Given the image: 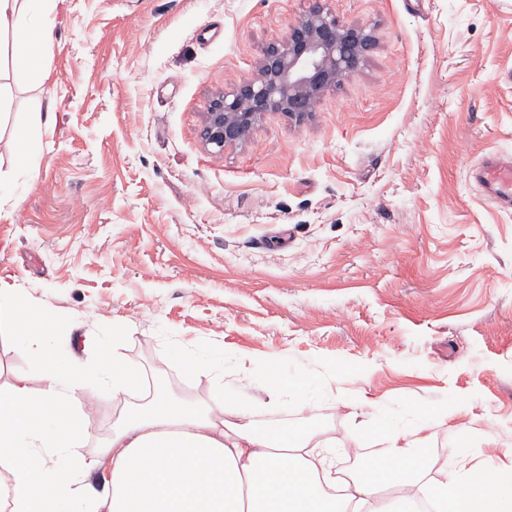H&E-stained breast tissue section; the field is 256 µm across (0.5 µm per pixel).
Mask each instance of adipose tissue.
<instances>
[{"mask_svg": "<svg viewBox=\"0 0 512 512\" xmlns=\"http://www.w3.org/2000/svg\"><path fill=\"white\" fill-rule=\"evenodd\" d=\"M57 0H0V36L14 61L40 78L51 29L41 23ZM8 329L31 367L0 384V468L7 473L10 512H403L429 494L436 512H512V467L475 466L426 483V437L433 418L421 410L414 426L382 421L364 439L384 438L381 453L362 459L358 475L337 483L325 459L308 446L315 428L259 427L224 417V405L172 400L153 380L146 400L131 403L141 383L103 337L93 357L66 359L73 325L36 304L19 288L0 287V330ZM41 389H34L33 379ZM111 387L125 404L93 463L98 485L82 483L86 463L76 453L90 434L78 394Z\"/></svg>", "mask_w": 512, "mask_h": 512, "instance_id": "obj_1", "label": "adipose tissue"}]
</instances>
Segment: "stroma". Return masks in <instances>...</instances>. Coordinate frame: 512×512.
<instances>
[{"label": "stroma", "instance_id": "35a3bbf8", "mask_svg": "<svg viewBox=\"0 0 512 512\" xmlns=\"http://www.w3.org/2000/svg\"><path fill=\"white\" fill-rule=\"evenodd\" d=\"M374 47L301 123L204 144L210 102L253 76L311 0H60L44 81L0 57V281L199 406L175 351L224 355L228 411L324 423L334 466L383 419L429 429L430 475L512 466V213L470 171L512 157V0H326ZM53 113L31 165L13 134ZM321 390L271 406V364ZM94 399L92 460L116 403ZM367 397L376 408L352 407Z\"/></svg>", "mask_w": 512, "mask_h": 512}]
</instances>
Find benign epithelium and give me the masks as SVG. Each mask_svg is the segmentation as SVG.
I'll return each mask as SVG.
<instances>
[{
    "label": "benign epithelium",
    "mask_w": 512,
    "mask_h": 512,
    "mask_svg": "<svg viewBox=\"0 0 512 512\" xmlns=\"http://www.w3.org/2000/svg\"><path fill=\"white\" fill-rule=\"evenodd\" d=\"M373 42L366 29L340 23L322 0H314L288 37L267 48L254 76L211 102L205 144H242L270 112L304 119L312 100L358 71Z\"/></svg>",
    "instance_id": "obj_1"
}]
</instances>
